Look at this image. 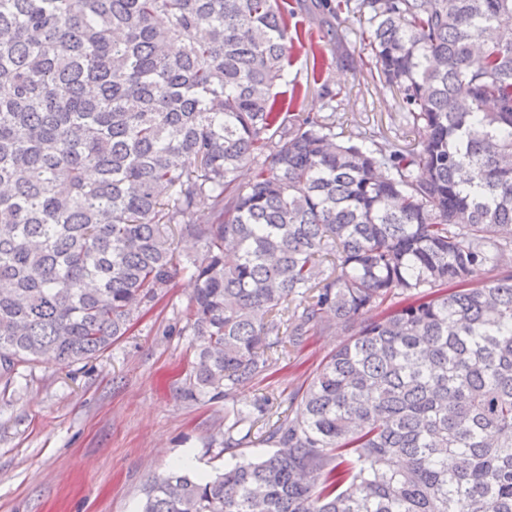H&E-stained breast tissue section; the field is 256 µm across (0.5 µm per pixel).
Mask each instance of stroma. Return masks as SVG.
Here are the masks:
<instances>
[{
    "label": "stroma",
    "instance_id": "stroma-1",
    "mask_svg": "<svg viewBox=\"0 0 512 512\" xmlns=\"http://www.w3.org/2000/svg\"><path fill=\"white\" fill-rule=\"evenodd\" d=\"M317 2L286 0L300 38L279 99L292 112L330 117L342 137L375 130L392 147L414 142L399 94L360 66L359 15L342 14L330 27ZM192 293L188 275L177 274L166 297L98 357L69 366L42 360L0 376V512H140L147 480L181 458L208 475L235 464L222 443L223 401L180 395L197 344L183 330ZM343 340L336 328L311 336L281 370L237 391L235 403L269 395L274 411H295V392Z\"/></svg>",
    "mask_w": 512,
    "mask_h": 512
}]
</instances>
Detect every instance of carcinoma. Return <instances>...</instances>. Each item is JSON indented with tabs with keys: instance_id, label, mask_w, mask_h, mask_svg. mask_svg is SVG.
I'll return each mask as SVG.
<instances>
[{
	"instance_id": "cac0c4a2",
	"label": "carcinoma",
	"mask_w": 512,
	"mask_h": 512,
	"mask_svg": "<svg viewBox=\"0 0 512 512\" xmlns=\"http://www.w3.org/2000/svg\"><path fill=\"white\" fill-rule=\"evenodd\" d=\"M357 8L409 147L278 111V0H0L1 372L101 354L179 267L187 401L348 335L295 412L224 409L272 451L142 512H512V0Z\"/></svg>"
}]
</instances>
